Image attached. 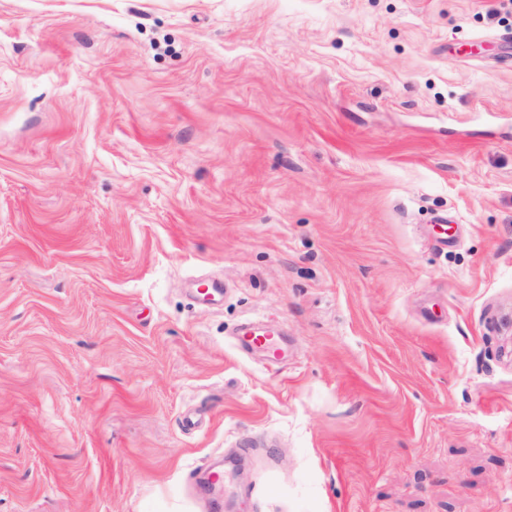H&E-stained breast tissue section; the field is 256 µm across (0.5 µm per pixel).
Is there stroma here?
I'll return each mask as SVG.
<instances>
[{
    "instance_id": "obj_1",
    "label": "stroma",
    "mask_w": 512,
    "mask_h": 512,
    "mask_svg": "<svg viewBox=\"0 0 512 512\" xmlns=\"http://www.w3.org/2000/svg\"><path fill=\"white\" fill-rule=\"evenodd\" d=\"M511 319L512 0H0V512H512ZM240 343L244 350L268 351L273 355H280L281 352L278 340L271 332L247 333L241 337Z\"/></svg>"
}]
</instances>
